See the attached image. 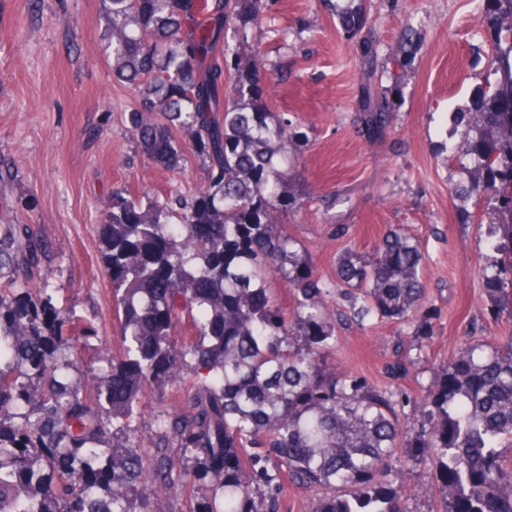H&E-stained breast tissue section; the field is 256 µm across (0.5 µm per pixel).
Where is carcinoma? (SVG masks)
<instances>
[{"label":"carcinoma","mask_w":512,"mask_h":512,"mask_svg":"<svg viewBox=\"0 0 512 512\" xmlns=\"http://www.w3.org/2000/svg\"><path fill=\"white\" fill-rule=\"evenodd\" d=\"M261 15L262 0H104L105 53L138 95L130 123L142 153L174 169L187 148L209 182L177 210L120 192L105 203L99 252L121 350L87 390L65 357L82 339L76 323L32 284L40 242L25 224L0 239L23 276L0 290V512H93L95 502L169 512L168 496L198 486L191 512H278L285 480L326 490L315 512H407L386 481L406 458L427 466L442 512H512V458L500 448L512 447V344L466 337L424 388L413 428L397 413L408 394L326 369L330 289L278 223L299 207L281 166L291 123L267 110L259 56L241 58ZM339 23L353 36L365 14ZM492 66L452 158L470 174L457 193L485 197L496 216L479 275L489 313L512 317V42L496 39ZM389 120L383 98L368 97L365 132ZM422 260L419 241L394 226L369 255L339 258L343 320H401L433 336ZM272 276L292 287L288 313ZM418 364L406 354L389 369L405 377ZM187 369L196 383L181 412L141 431L143 399Z\"/></svg>","instance_id":"obj_1"}]
</instances>
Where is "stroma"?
Returning a JSON list of instances; mask_svg holds the SVG:
<instances>
[{
    "label": "stroma",
    "mask_w": 512,
    "mask_h": 512,
    "mask_svg": "<svg viewBox=\"0 0 512 512\" xmlns=\"http://www.w3.org/2000/svg\"><path fill=\"white\" fill-rule=\"evenodd\" d=\"M357 6L366 26L351 37L339 14ZM101 11L102 0H0V227L25 224L43 240L35 282H49L91 331L72 353L76 384L120 348L98 250L102 201L116 191L163 201L207 183L193 154L175 171L142 154L129 123L137 95L112 78ZM502 26L486 0H263V22L249 42L261 54L269 111L295 130L289 189L303 204L280 221L296 250L312 256L331 286L339 256L367 254L388 226H402L421 242L426 305L437 313L426 341L394 320L364 330L337 323L325 358L336 372L416 397L468 334L501 344L512 338V318L489 315L477 272L491 254L493 214L482 198L457 194L468 175L451 159L460 137L450 132L455 107L475 109ZM408 28L420 37L409 52ZM370 92L392 113L377 137L359 120ZM400 347L420 355L418 379L388 375ZM388 479L405 489L408 512H439L419 464Z\"/></svg>",
    "instance_id": "obj_1"
}]
</instances>
